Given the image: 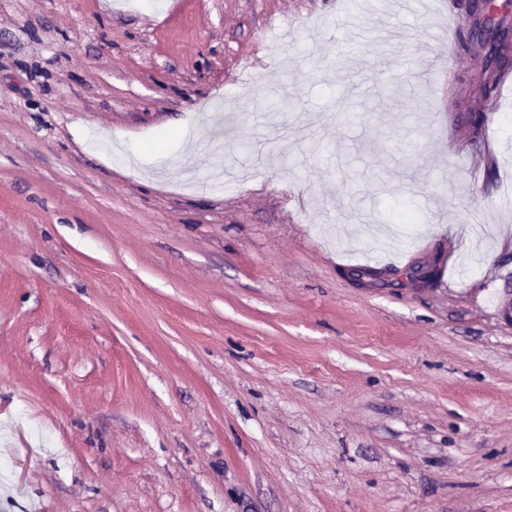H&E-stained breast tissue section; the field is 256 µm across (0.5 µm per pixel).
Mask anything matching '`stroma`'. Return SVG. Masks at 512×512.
Wrapping results in <instances>:
<instances>
[{"label": "stroma", "instance_id": "stroma-1", "mask_svg": "<svg viewBox=\"0 0 512 512\" xmlns=\"http://www.w3.org/2000/svg\"><path fill=\"white\" fill-rule=\"evenodd\" d=\"M474 2L0 0L4 512H512Z\"/></svg>", "mask_w": 512, "mask_h": 512}]
</instances>
